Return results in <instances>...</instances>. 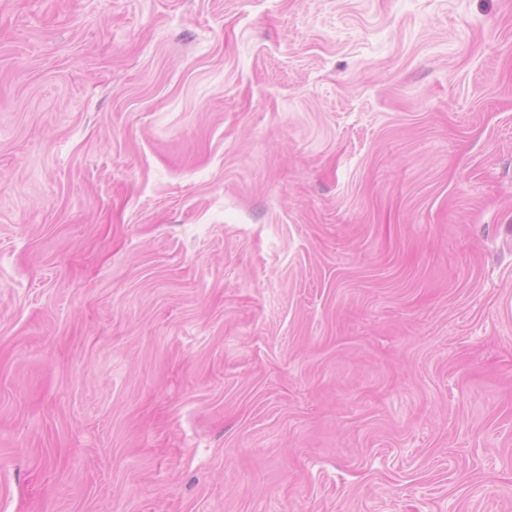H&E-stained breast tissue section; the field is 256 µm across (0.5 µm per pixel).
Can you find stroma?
Listing matches in <instances>:
<instances>
[{
	"label": "stroma",
	"mask_w": 512,
	"mask_h": 512,
	"mask_svg": "<svg viewBox=\"0 0 512 512\" xmlns=\"http://www.w3.org/2000/svg\"><path fill=\"white\" fill-rule=\"evenodd\" d=\"M0 512H512V0H0Z\"/></svg>",
	"instance_id": "stroma-1"
}]
</instances>
